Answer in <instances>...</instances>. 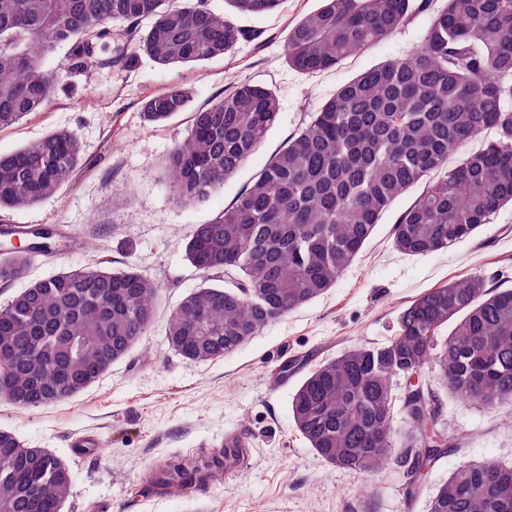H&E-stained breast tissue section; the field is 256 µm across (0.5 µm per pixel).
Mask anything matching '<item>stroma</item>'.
Returning a JSON list of instances; mask_svg holds the SVG:
<instances>
[{
	"label": "stroma",
	"instance_id": "obj_1",
	"mask_svg": "<svg viewBox=\"0 0 512 512\" xmlns=\"http://www.w3.org/2000/svg\"><path fill=\"white\" fill-rule=\"evenodd\" d=\"M319 6L320 0H283L272 14L235 16L255 37L198 64L162 67L144 57L130 67L75 71L66 49H58L47 66L61 75L62 86L39 112L0 132L2 153L56 128L77 132L82 168L71 185L40 205L0 211V227L57 225L87 242L83 249L36 258L25 278L0 281V305L30 281L99 259L134 265L165 286L150 334L84 393L25 410L0 397V427L52 452L74 474L63 512H428L459 461L512 464V419L453 399L433 364L422 381L439 399L437 425L448 436L466 431L470 438L423 470L412 502L402 495L406 468L393 465L370 480L331 467L294 430L291 417L292 396L311 368L349 347L386 342L401 310L424 291L470 274L512 280L510 205L473 239L425 256L394 248L396 215L387 213L333 288L269 323L224 359L189 362L164 342L170 310L200 283L184 256L195 226L228 206L338 86L408 54L430 19L421 14L366 54L306 76L288 66L284 41L289 26ZM242 82L277 95L278 124L223 190L200 206L177 205L162 183L166 155L184 137L193 110ZM173 87L189 89L188 110L160 125L145 122L143 100ZM230 431L244 434L252 448L234 478L198 486L177 477L185 460L202 462V450L223 447Z\"/></svg>",
	"mask_w": 512,
	"mask_h": 512
}]
</instances>
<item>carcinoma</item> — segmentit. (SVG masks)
Listing matches in <instances>:
<instances>
[{
  "instance_id": "obj_1",
  "label": "carcinoma",
  "mask_w": 512,
  "mask_h": 512,
  "mask_svg": "<svg viewBox=\"0 0 512 512\" xmlns=\"http://www.w3.org/2000/svg\"><path fill=\"white\" fill-rule=\"evenodd\" d=\"M280 2L225 0L246 16ZM428 9V0H321L288 29L286 61L305 75L334 69ZM244 36L207 0H0V130L55 92L59 77L45 60L59 46L73 70L131 65L142 54L169 66L222 57ZM190 98L183 88L155 94L143 119L167 122ZM279 118L277 96L249 82L194 112L165 159L173 201L197 206L223 189ZM484 131L493 138L467 149ZM81 153L68 128L0 153V209L53 198ZM415 188L393 227L395 248L409 255L446 250L512 204V0H446L408 55L342 84L229 206L196 225L184 251L201 284L170 312L169 348L195 363L221 359L320 297ZM22 236L27 248L0 261V280L22 277L66 239L46 226ZM162 288L133 266L102 261L29 283L0 306V396L30 409L84 392L149 334ZM432 361L461 403L512 414V288L470 274L423 292L387 342L354 346L305 376L291 401L294 428L333 467L372 479L390 464L408 466L411 501L448 436L436 426L433 393L408 384L399 401L409 444L396 451L393 382ZM73 487L58 457L0 428V512H60ZM430 512H512V466L460 461Z\"/></svg>"
}]
</instances>
